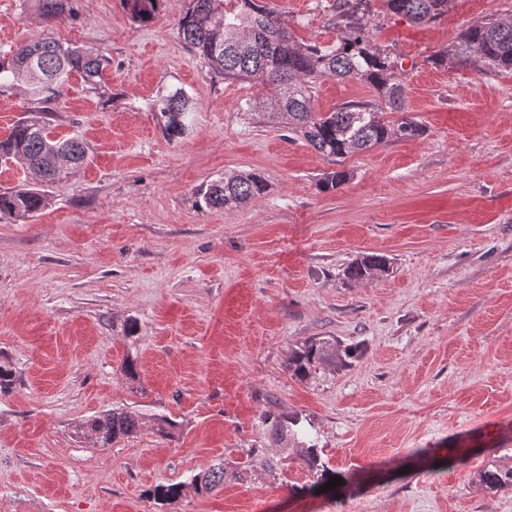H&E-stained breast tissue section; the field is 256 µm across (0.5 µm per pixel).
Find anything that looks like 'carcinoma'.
I'll list each match as a JSON object with an SVG mask.
<instances>
[{
	"label": "carcinoma",
	"mask_w": 512,
	"mask_h": 512,
	"mask_svg": "<svg viewBox=\"0 0 512 512\" xmlns=\"http://www.w3.org/2000/svg\"><path fill=\"white\" fill-rule=\"evenodd\" d=\"M162 0H123L132 20L146 24L154 19ZM387 10L415 22L429 23L448 12L451 0H383ZM47 15L70 16L72 0H40ZM333 23L342 31L340 43H304L281 36L286 27L274 9L260 0H190L178 21L179 34L199 59L214 73L226 79L259 80L272 91L267 100L247 103V111L264 112L275 121L288 120V129L323 155L340 159L367 151L395 136L415 138L423 126L413 118L390 123L384 110L405 109L404 89L396 81L398 61L372 43L369 33L370 5L366 0H336L332 5ZM434 67L448 64L475 69L481 73L512 71V14L490 17L467 25L448 48L428 57ZM106 60L94 48L78 43H62L45 35L30 43L0 50V87L22 84L38 109L18 119L9 135L0 138V161L19 159L35 175L32 186L0 190V222L30 217L49 204L39 185L53 184L63 173L80 170L86 163L85 141L72 136H53L50 117L63 95L69 75L77 72L84 85L97 91L103 79ZM323 77L356 79L369 84L375 99L348 101L331 112H316L311 98L314 86ZM163 119L162 131L168 141L181 139L189 130L194 106L182 89L172 90L156 100ZM349 179V172L336 170L321 180L324 190L335 189ZM266 191L265 179L256 172L220 178L201 187L197 198L205 207H237ZM387 259L370 254L353 263L347 271L354 281L370 280L384 273ZM358 356L355 346H342L328 339H314L294 351L288 369L298 380L308 379L320 365L346 366ZM264 422L282 443L297 442L306 447L304 461L313 478L312 485H325L336 472L320 464L318 448L306 441L298 429L299 420L266 413ZM151 424L161 437L172 434L173 423L164 416L150 419L134 411L112 409L95 419L87 430L102 445L136 434ZM224 461L194 476L192 484L200 495H208L224 485ZM479 483L487 489L512 487V467L489 463L479 473ZM182 485L159 484L149 496L161 504H171L182 496Z\"/></svg>",
	"instance_id": "carcinoma-1"
}]
</instances>
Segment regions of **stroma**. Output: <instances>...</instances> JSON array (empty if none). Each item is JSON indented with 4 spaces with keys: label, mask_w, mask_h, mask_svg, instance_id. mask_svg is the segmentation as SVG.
I'll return each instance as SVG.
<instances>
[{
    "label": "stroma",
    "mask_w": 512,
    "mask_h": 512,
    "mask_svg": "<svg viewBox=\"0 0 512 512\" xmlns=\"http://www.w3.org/2000/svg\"><path fill=\"white\" fill-rule=\"evenodd\" d=\"M265 2L299 41L341 37L328 0ZM73 3L70 20L0 0L1 50L49 33L109 60L101 94L75 73L55 106L54 134L89 148L83 168L45 186L44 210L0 223V366L15 377L0 395V512H512L511 489L478 483L489 458L512 467V72L427 62L512 0H451L426 25L370 0L373 37L401 65L405 111L386 118L424 133L335 162L244 113L265 89L196 57L178 33L188 0L146 26L120 0ZM172 87L196 106L174 142L154 109ZM373 96L323 78L313 103ZM337 169L350 180L322 190ZM249 172L262 195L198 205L200 186ZM371 253L388 271L350 281ZM314 337L360 355L297 380L288 361ZM113 408L168 417L174 435L100 446L82 428ZM269 411L299 418L321 462L360 483L305 491L303 451H281ZM254 455L278 463L195 492L213 463ZM168 483L178 502L149 498Z\"/></svg>",
    "instance_id": "1"
}]
</instances>
